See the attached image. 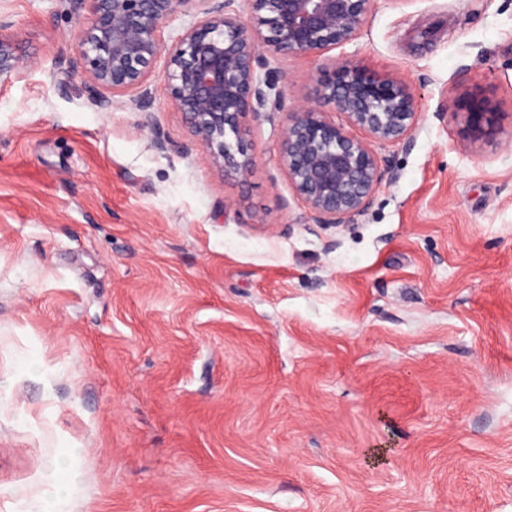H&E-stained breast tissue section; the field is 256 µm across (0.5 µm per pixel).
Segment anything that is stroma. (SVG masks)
<instances>
[{
  "label": "stroma",
  "mask_w": 512,
  "mask_h": 512,
  "mask_svg": "<svg viewBox=\"0 0 512 512\" xmlns=\"http://www.w3.org/2000/svg\"><path fill=\"white\" fill-rule=\"evenodd\" d=\"M0 13L26 72L0 90V512H512V0H374L353 43L270 57L285 107L229 178L165 57L150 130L59 95L68 0ZM344 58L419 122L323 227L279 147ZM470 95L493 138L461 135Z\"/></svg>",
  "instance_id": "1"
}]
</instances>
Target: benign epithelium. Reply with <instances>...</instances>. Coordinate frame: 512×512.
I'll return each instance as SVG.
<instances>
[{"label": "benign epithelium", "mask_w": 512, "mask_h": 512, "mask_svg": "<svg viewBox=\"0 0 512 512\" xmlns=\"http://www.w3.org/2000/svg\"><path fill=\"white\" fill-rule=\"evenodd\" d=\"M86 15L77 51L56 60L66 79L59 94L86 99L99 110L128 107L154 127L155 86L151 72L166 55L165 82L176 111L192 137L206 149L223 176H243L253 157L241 139L243 119L279 112L284 79L263 71L266 54L321 56L355 41L373 0H69ZM182 9L197 21L169 47L162 25ZM13 23L0 15V89L24 77ZM462 135L481 139L497 133V113L476 96L464 104ZM328 112L344 115L338 125ZM417 125L410 84L381 77L346 59L317 78L315 103L300 106L280 143L288 180L317 224H346L362 215L384 177H393L368 143L351 133L364 131L379 143L407 142Z\"/></svg>", "instance_id": "1"}]
</instances>
